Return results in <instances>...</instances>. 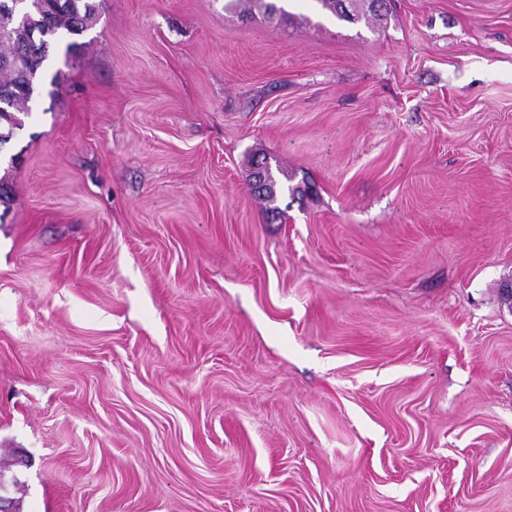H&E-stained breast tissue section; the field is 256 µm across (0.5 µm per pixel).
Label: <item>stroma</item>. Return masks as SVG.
I'll list each match as a JSON object with an SVG mask.
<instances>
[{"label":"stroma","instance_id":"obj_1","mask_svg":"<svg viewBox=\"0 0 512 512\" xmlns=\"http://www.w3.org/2000/svg\"><path fill=\"white\" fill-rule=\"evenodd\" d=\"M286 10L102 0L0 147L22 512H512V0ZM321 8L328 10L338 19L356 23L365 15L363 5L368 2V9L378 18L387 10V0H316Z\"/></svg>","mask_w":512,"mask_h":512}]
</instances>
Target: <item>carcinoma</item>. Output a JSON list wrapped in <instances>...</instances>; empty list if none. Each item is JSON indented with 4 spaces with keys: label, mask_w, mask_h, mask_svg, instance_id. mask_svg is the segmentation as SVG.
Segmentation results:
<instances>
[{
    "label": "carcinoma",
    "mask_w": 512,
    "mask_h": 512,
    "mask_svg": "<svg viewBox=\"0 0 512 512\" xmlns=\"http://www.w3.org/2000/svg\"><path fill=\"white\" fill-rule=\"evenodd\" d=\"M250 12L254 8L272 19L287 15L275 0H233ZM337 18L356 23L365 15L363 5L377 17L387 10V0H316ZM99 10V0H0V94L9 99L8 111L0 112V144L8 142L22 127L20 115L29 111L36 86L28 76L42 71L51 48L65 44L66 58L77 56L84 46L79 38L90 28ZM258 197L273 202L277 180L273 171L266 183L256 186Z\"/></svg>",
    "instance_id": "carcinoma-1"
}]
</instances>
